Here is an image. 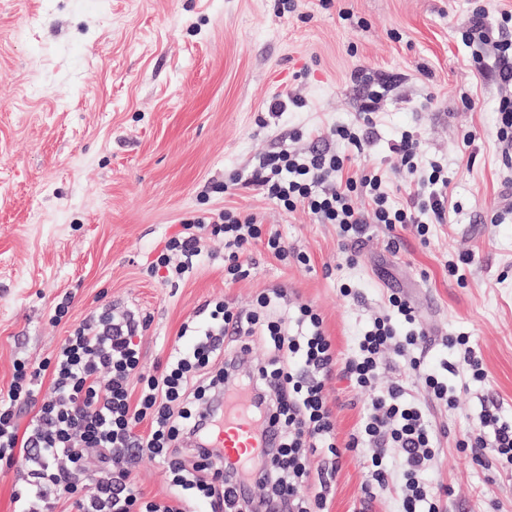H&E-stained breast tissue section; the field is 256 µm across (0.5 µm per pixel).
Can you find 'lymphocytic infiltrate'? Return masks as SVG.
<instances>
[{
  "label": "lymphocytic infiltrate",
  "instance_id": "f902f5d3",
  "mask_svg": "<svg viewBox=\"0 0 512 512\" xmlns=\"http://www.w3.org/2000/svg\"><path fill=\"white\" fill-rule=\"evenodd\" d=\"M467 43L493 45L500 79L512 83V12L493 15L488 7L472 10L465 23ZM394 163L410 181L405 206L388 203L378 169L337 181L346 156L325 151L307 154L287 149L259 156L250 175L235 184L256 187L280 208L307 209L318 223L333 224L344 246L358 248L371 225L388 231L415 225L426 236L430 225L446 221L448 179L439 164L418 177L420 142L402 135L391 148ZM365 198L367 207L357 206ZM224 240V272L232 280L249 277L246 253L263 246L286 260L288 250L278 233L264 231L256 217L227 208L210 219L183 220L180 231L165 242L150 272L165 271L168 282L190 278L211 238ZM287 292H261L252 310L229 302H212L208 323L183 325L190 346L174 342L163 369L145 372L138 337L147 320L111 311L84 319L67 336L53 360L36 367L17 362L0 400V465L25 461L28 480L14 495L16 512H191L198 500L212 512H325L328 482L337 471L342 450L372 449V479L389 485L383 467L386 449L400 456L401 512H440L441 499L427 475L440 450L437 435L423 410L408 400L402 382L375 389L386 352H409L425 337L409 302L392 294L388 303L409 324L398 334L387 316L376 317L359 337L356 350L338 359L323 329V318L311 304H299L292 316L281 315L277 302ZM394 315V316H395ZM266 339L271 355L245 374H237L248 352L247 337ZM340 373L359 389L371 391L367 410L345 446H337L333 413L324 395L326 380ZM249 391V411L271 443L250 477L265 488L260 500L238 497V471L221 461L222 451L209 437L219 411L208 398ZM35 411L27 427L19 425V407ZM148 434L138 433L141 423ZM459 447L471 449L477 462L506 459L512 464V422L484 413ZM159 460L172 477L173 489L162 501L146 500L125 467L133 453ZM321 456L317 471L308 457Z\"/></svg>",
  "mask_w": 512,
  "mask_h": 512
}]
</instances>
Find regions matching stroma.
Wrapping results in <instances>:
<instances>
[{
    "label": "stroma",
    "mask_w": 512,
    "mask_h": 512,
    "mask_svg": "<svg viewBox=\"0 0 512 512\" xmlns=\"http://www.w3.org/2000/svg\"><path fill=\"white\" fill-rule=\"evenodd\" d=\"M478 0H0V389L15 360L54 357L83 319L111 308L149 326L146 369L165 364L202 306L226 300L251 309L282 287L289 304L314 305L338 357L350 356L396 291L426 334L411 349L431 370L458 363L465 336L487 373L449 375L455 407L411 394L438 434L430 474L451 488L445 512H512V466L483 468L456 442L484 410L512 421V167L496 137L499 101L512 96L493 63L478 73L462 24ZM386 91L372 118L360 110L371 83ZM287 105L271 112L278 99ZM355 126L360 163L383 170L393 205L408 177L391 147L418 138L424 162L448 174L447 221L418 236L401 231L391 248L372 225L355 263L335 225L307 210L286 212L261 194L231 186L258 155L288 148L350 153L329 133ZM325 132L322 140L314 131ZM226 207L277 231L291 258L253 252L251 275L224 278V247L212 243L179 285L148 266L183 219ZM304 254L307 264L296 261ZM472 254L458 274L449 262ZM71 295L69 313L54 308ZM338 443L356 429L369 396L336 376L325 384ZM372 449L345 454L330 481L328 512H399L398 491H377ZM148 498L171 490L148 455L129 463Z\"/></svg>",
    "instance_id": "stroma-1"
}]
</instances>
